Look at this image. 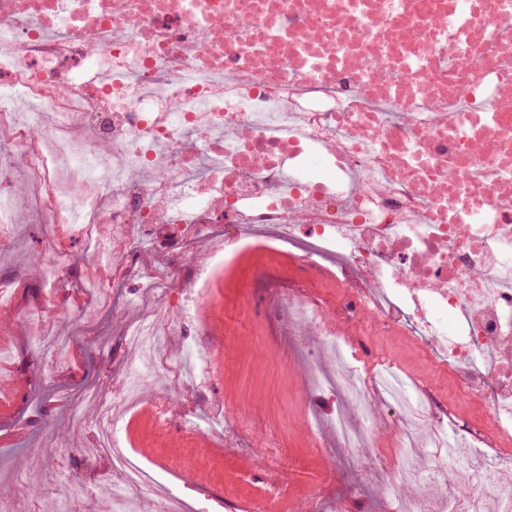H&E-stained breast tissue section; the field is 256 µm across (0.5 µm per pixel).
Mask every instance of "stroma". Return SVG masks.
<instances>
[{"mask_svg": "<svg viewBox=\"0 0 512 512\" xmlns=\"http://www.w3.org/2000/svg\"><path fill=\"white\" fill-rule=\"evenodd\" d=\"M55 232L25 213L0 242V287L11 300L10 309L0 312V348L7 352L0 360V498L24 503L28 487L47 486L48 504L57 512H67L76 500L94 512V501L82 497L89 485L125 508L129 496L121 478L83 453L92 440L87 428H75L73 416L82 414L91 424L95 409L76 397L88 388L111 394L133 361L122 345L128 324L160 301L121 283L105 310L75 276L51 287L9 279L13 269L42 263L43 243ZM294 275L291 257L263 237L212 275L204 325L213 350L210 379L187 393L170 389L169 396L175 410L199 415L208 399L222 396L229 413L223 441L191 438L176 422L157 428L146 408L159 389L149 380L142 406L127 417V446L166 485L194 477L197 494L223 500V512H336L341 504L385 512L380 473L363 471L331 433L307 426L309 417L335 413L336 399L308 395L318 338L297 341L273 311L276 292L288 290ZM272 442L279 457L267 453ZM20 474L26 477L22 487ZM273 486L288 492L271 498Z\"/></svg>", "mask_w": 512, "mask_h": 512, "instance_id": "35a3bbf8", "label": "stroma"}]
</instances>
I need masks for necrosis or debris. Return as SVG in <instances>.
I'll list each match as a JSON object with an SVG mask.
<instances>
[{
	"mask_svg": "<svg viewBox=\"0 0 512 512\" xmlns=\"http://www.w3.org/2000/svg\"><path fill=\"white\" fill-rule=\"evenodd\" d=\"M23 210L96 256L104 300L133 278L163 301L127 344L172 375L162 342L201 320L214 267L270 238L299 272L277 309L336 360L312 385L340 399L338 447L384 403L396 458L361 465L401 512L425 485L465 490L443 512H512V0H0V240ZM394 336L447 387L417 385ZM140 382L84 393L94 453L150 490L143 512H216L125 448Z\"/></svg>",
	"mask_w": 512,
	"mask_h": 512,
	"instance_id": "necrosis-or-debris-1",
	"label": "necrosis or debris"
}]
</instances>
